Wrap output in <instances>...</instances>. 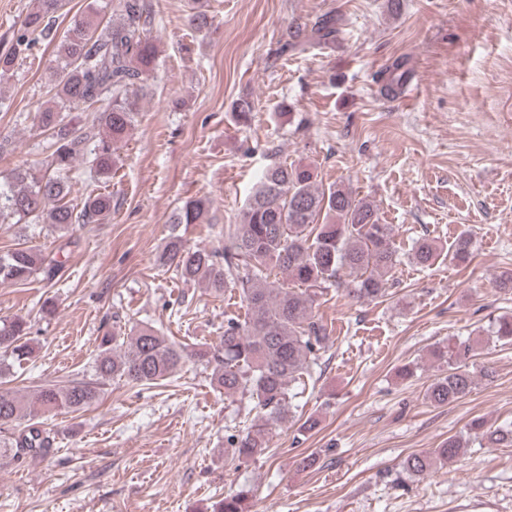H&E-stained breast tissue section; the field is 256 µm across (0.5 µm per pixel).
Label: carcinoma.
Masks as SVG:
<instances>
[{
    "instance_id": "obj_1",
    "label": "carcinoma",
    "mask_w": 512,
    "mask_h": 512,
    "mask_svg": "<svg viewBox=\"0 0 512 512\" xmlns=\"http://www.w3.org/2000/svg\"><path fill=\"white\" fill-rule=\"evenodd\" d=\"M61 0H35L11 47L0 54V79L7 77L18 55L31 50L36 36L49 29ZM97 8L73 21L59 45L54 76V106L36 113L38 125L50 132L55 174L39 169H18L0 183V224L43 222L58 229L74 224H95L112 212V194L90 195L78 208L70 203L71 186L64 179L81 157L91 158L99 178H112L116 165L114 144L132 127L146 83L159 63L156 43L150 38L153 13L144 0H121L119 16L97 27ZM337 19L326 15L314 31V44L328 46L336 39ZM410 78L406 61L397 58L382 78L380 93L396 97ZM99 105L82 130L64 121L71 105ZM254 101L237 98L234 120L251 121ZM207 221L205 200L188 199L170 218L171 228L158 257L185 283H194L222 295L235 288L245 303V315L224 320L219 343L190 353L150 325L121 339L112 333L101 338L92 379L66 384H44L16 396L0 391V426L18 431L0 435V461L24 455L46 457L54 452L55 436L39 415L81 412L97 401L101 388L114 379L139 386L157 385L178 372L194 357L211 369L210 380L224 395L249 396L263 412L239 434L227 436L232 456L241 463L255 462L269 449V430L290 413V386L299 382L329 339L316 319L319 300L334 287L357 300L373 301L387 295V284L400 263L392 226L380 223L375 206L353 197L342 185L319 186L313 167L273 161L239 215V223L224 230V247H191L180 232L183 224ZM473 252L470 233L461 232L449 250L426 236L416 240L410 263L429 266L440 259L461 262ZM61 262L52 253L18 247L0 254V281L23 282L37 276L52 281ZM279 271L286 280L271 278ZM500 340L512 341V315L491 323ZM27 323L0 320V377L9 367L32 357L26 340ZM472 347L466 340L450 339L436 351L446 364L427 390L426 398L447 405L467 396L474 377L468 370ZM469 431L486 448L512 446V424L488 426L480 420ZM467 440L450 436L431 453H415L402 462L401 474L415 480L436 464L454 462ZM243 493L216 502L213 512H244Z\"/></svg>"
}]
</instances>
